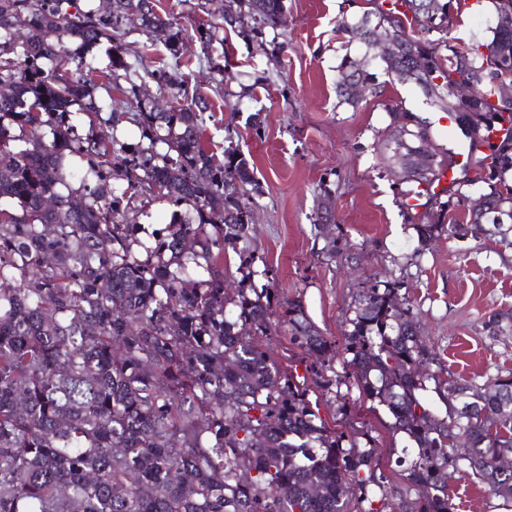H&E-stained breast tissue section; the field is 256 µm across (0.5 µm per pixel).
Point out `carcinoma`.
<instances>
[{"label": "carcinoma", "instance_id": "carcinoma-1", "mask_svg": "<svg viewBox=\"0 0 512 512\" xmlns=\"http://www.w3.org/2000/svg\"><path fill=\"white\" fill-rule=\"evenodd\" d=\"M156 2L0 0V84L13 87L0 94V512H386L372 440L330 428L264 339L286 324L291 343L322 359L332 342L271 282L256 285L268 270L254 268L252 252H239L233 288L217 268L226 248L249 239L256 181L235 130L225 128L221 157L206 140L210 103L182 71L184 46L197 45V60L222 78L224 33L268 52L284 2L198 0L187 26ZM133 21L164 33L171 65L131 51ZM373 23L421 54L425 69L411 77L396 55L382 59L385 73L465 127L462 171L489 169L468 223L418 224L421 245L437 229L511 237L512 99L493 65L512 67V30L496 25L467 55L450 45L442 57L389 10L337 29L363 41ZM104 44L100 68L94 51ZM338 71L337 94L350 103L353 85L375 79L348 55ZM460 80L475 85L474 100L449 95ZM147 82L168 95L170 111L143 100ZM115 90L123 112L112 109ZM406 150L381 148L409 171L417 147ZM452 167L448 155L406 182L429 185ZM471 185L454 179L440 207ZM74 196L83 207L72 208ZM164 198L176 207L170 222L141 224ZM399 290L395 281L362 290L344 349L359 392L404 439L395 464L421 491L417 512H455L450 467L512 500V469L497 466L512 457V372L479 385L430 370L435 354ZM504 320L512 313L489 318L490 336L505 333ZM330 372L320 365L313 381L336 394ZM462 404L475 410L461 415Z\"/></svg>", "mask_w": 512, "mask_h": 512}]
</instances>
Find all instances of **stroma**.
I'll use <instances>...</instances> for the list:
<instances>
[{"label": "stroma", "mask_w": 512, "mask_h": 512, "mask_svg": "<svg viewBox=\"0 0 512 512\" xmlns=\"http://www.w3.org/2000/svg\"><path fill=\"white\" fill-rule=\"evenodd\" d=\"M382 0H284L286 22L279 51L260 52L249 40L228 36L229 68L221 91H208L216 120L208 136L222 143L223 126L238 132L250 160L255 197L249 249L265 261L281 297L300 304L308 321L335 351L330 366L348 401L342 430L373 438L379 468L388 477L387 502L394 512H412L417 493L395 466L403 439L390 428L382 407L360 397L344 352L345 320L362 288L398 281L426 345L449 375L481 384L512 371V332L490 338V316L512 313V245L494 239L440 233L421 247L416 224H461L469 200L448 211L406 204L407 184L389 165L383 144L398 139L400 108L431 119L435 147H452L461 134L438 115L415 84L376 68L377 90L355 104L340 101L336 86L343 55L363 57L366 46L340 39V17L374 14ZM451 44L486 42L496 22L487 0H453ZM260 113L261 133L246 119ZM332 207L330 224L314 225L321 196ZM335 255H328V242ZM455 512H512V501L478 478L460 473L449 481Z\"/></svg>", "instance_id": "stroma-1"}]
</instances>
